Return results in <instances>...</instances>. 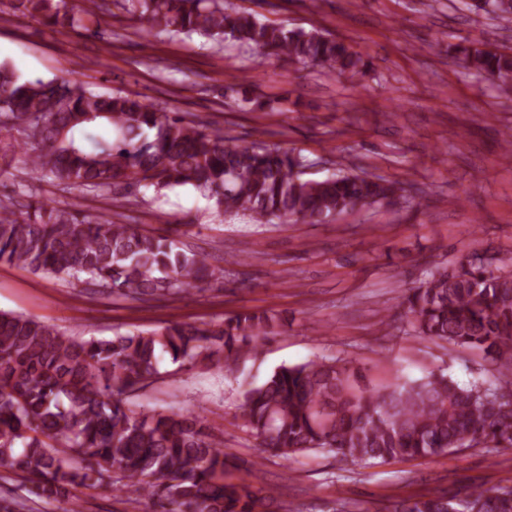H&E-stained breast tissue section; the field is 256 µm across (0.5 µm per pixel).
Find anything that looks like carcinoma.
I'll return each mask as SVG.
<instances>
[{
    "mask_svg": "<svg viewBox=\"0 0 512 512\" xmlns=\"http://www.w3.org/2000/svg\"><path fill=\"white\" fill-rule=\"evenodd\" d=\"M485 13L512 29V0H486ZM14 13L58 31L86 20V31L114 36L128 22L145 40L162 33L231 40L263 58L286 57L360 77L370 62L343 39L287 29L224 0H9ZM462 64L495 82H512V48L482 40L448 46ZM111 127L103 139L93 130ZM0 170L16 154L28 172L64 190L126 197V187L160 193L190 187L221 213L256 224H319L349 210L390 205L397 181L339 169L304 178L308 161L262 141L239 143L224 130L146 103L136 93L101 94L79 80H22L0 63ZM0 263L80 282L135 302L176 299L216 282L224 268L177 238L90 218L74 207L27 195L0 201ZM413 335L480 350L512 372V271L494 273L474 253L436 266L400 297ZM282 318L265 310L207 324L173 322L153 330L83 339L23 315L0 312V467L32 478L35 495L64 498L76 487H110L152 512H259L260 491L236 473L206 418L196 412L144 411L129 396L159 375L164 360L183 368L231 367L244 348L278 334ZM346 360L281 365L241 393L242 427L259 447L286 461L332 453L352 462L427 458L489 442L512 448V382L460 385L445 375L390 389L360 385ZM390 512H512V487L458 497L429 493Z\"/></svg>",
    "mask_w": 512,
    "mask_h": 512,
    "instance_id": "cac0c4a2",
    "label": "carcinoma"
}]
</instances>
